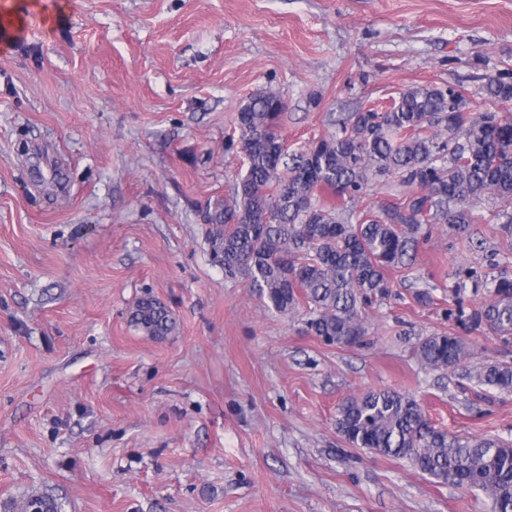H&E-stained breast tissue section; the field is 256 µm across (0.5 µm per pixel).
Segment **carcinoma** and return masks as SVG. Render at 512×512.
<instances>
[{
    "instance_id": "cac0c4a2",
    "label": "carcinoma",
    "mask_w": 512,
    "mask_h": 512,
    "mask_svg": "<svg viewBox=\"0 0 512 512\" xmlns=\"http://www.w3.org/2000/svg\"><path fill=\"white\" fill-rule=\"evenodd\" d=\"M494 105L512 102V68L486 77ZM286 102L259 92L238 109L237 148L245 173L211 217V251L230 276H240L280 315L304 306L306 330L328 345L366 336L362 312L391 294L389 273L405 266L422 225L473 223L470 205L488 198L512 235V118L472 112L454 85H416L379 111L360 109L336 132L288 154L278 117ZM392 176L410 192L378 209H356L370 183ZM483 301L464 306L457 288L454 315L465 330L512 338V277L464 274ZM130 321L154 339L175 327L170 311L145 297ZM431 370L463 368L474 354L450 331L421 338L415 350ZM480 386L512 392V362L476 369ZM336 430L353 447L408 462L443 485L477 490L489 512H512V441L448 433L432 424L416 398L395 389L347 396L336 409ZM61 512L50 495L32 493L6 512Z\"/></svg>"
}]
</instances>
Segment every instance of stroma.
<instances>
[{"mask_svg":"<svg viewBox=\"0 0 512 512\" xmlns=\"http://www.w3.org/2000/svg\"><path fill=\"white\" fill-rule=\"evenodd\" d=\"M13 4L28 27L0 43V508L40 491L62 512H487L350 447L335 419L343 397L395 388L450 432L512 439V392L468 376L512 344L467 332L453 372L415 356L456 325V273L512 274L491 200L469 236L424 225L341 347L226 276L209 217L245 171L237 112L257 92L286 101L292 153L416 84L488 109L512 0ZM147 295L175 318L165 339L130 323Z\"/></svg>","mask_w":512,"mask_h":512,"instance_id":"stroma-1","label":"stroma"}]
</instances>
